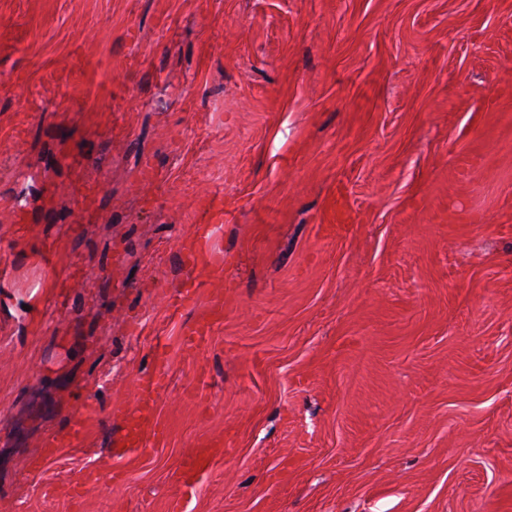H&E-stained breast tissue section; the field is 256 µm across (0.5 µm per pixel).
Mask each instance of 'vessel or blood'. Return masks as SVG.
I'll use <instances>...</instances> for the list:
<instances>
[{
	"label": "vessel or blood",
	"mask_w": 512,
	"mask_h": 512,
	"mask_svg": "<svg viewBox=\"0 0 512 512\" xmlns=\"http://www.w3.org/2000/svg\"><path fill=\"white\" fill-rule=\"evenodd\" d=\"M216 232L215 225L199 224L181 245L185 283L169 299L172 311L195 310L192 323L181 333L180 347L186 354L200 351L210 340L214 328L224 316V291L210 290L206 305H199L201 288L207 281L219 280L224 276L223 262L213 261L210 251ZM207 288V287H206ZM157 368L154 372L142 375L138 382V396L133 407L123 414V432L109 450L112 459L119 460L129 454L145 450L166 434V428L153 416V408L160 392L167 384V349L165 345L156 347ZM224 445L219 441H203L190 454L185 456L178 467L181 497L174 499L170 512H183L185 499L196 492L203 478L209 474L214 463L223 458Z\"/></svg>",
	"instance_id": "vessel-or-blood-1"
}]
</instances>
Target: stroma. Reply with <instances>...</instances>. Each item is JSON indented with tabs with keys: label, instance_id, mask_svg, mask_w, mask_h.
Masks as SVG:
<instances>
[{
	"label": "stroma",
	"instance_id": "1",
	"mask_svg": "<svg viewBox=\"0 0 512 512\" xmlns=\"http://www.w3.org/2000/svg\"><path fill=\"white\" fill-rule=\"evenodd\" d=\"M160 341L167 433L116 484ZM204 438L187 512H512V0H0V512H169ZM217 229L216 224H196L192 236L181 245L185 283L169 299V307L177 313L193 309L196 315L192 323L181 333L180 347L187 355L200 351L210 340L214 328L224 316V289L215 288L209 293L206 305L197 309L199 291L208 280L224 279V260L211 259L210 251ZM224 456V444L219 441H202L192 453L185 456L178 467L181 496L174 499L170 511L185 510L186 499L196 492L203 478L209 474L214 463Z\"/></svg>",
	"mask_w": 512,
	"mask_h": 512
}]
</instances>
